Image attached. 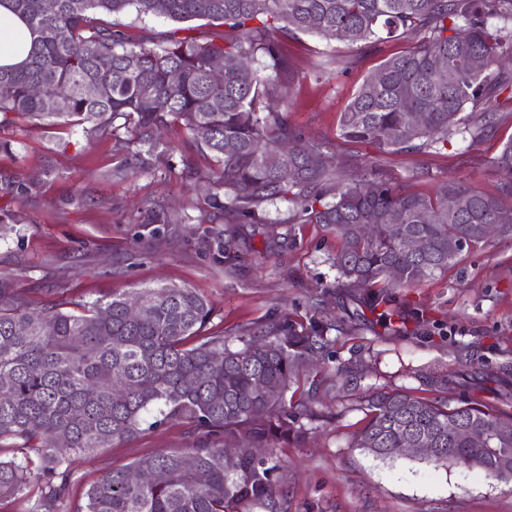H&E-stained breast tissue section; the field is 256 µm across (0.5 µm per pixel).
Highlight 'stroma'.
<instances>
[{"mask_svg":"<svg viewBox=\"0 0 512 512\" xmlns=\"http://www.w3.org/2000/svg\"><path fill=\"white\" fill-rule=\"evenodd\" d=\"M128 43L156 46L171 33L223 43L220 26L175 24L135 9L99 15ZM296 76L284 100L290 126L326 146L339 171L366 166L401 188L435 195L456 180L498 194L494 166L512 140V105L481 138L455 132L446 144L400 151L353 143L339 135V117L362 83L389 56L411 48L404 38L350 44L308 33H278ZM169 154L148 156L126 131L89 138L63 123L16 119L0 131V180L31 184L28 194L0 189V273L24 289L35 305L63 296L91 301L144 285L176 283L197 290L212 305L211 330L241 346L267 322L307 323L312 312L331 321L327 354L318 366L313 409L302 443L258 449L272 460L271 504L229 505L227 512H512V476L400 455L379 460L356 448L368 395L401 389L457 406L464 400L512 413V236L493 235L466 248L458 262L417 285L339 282L335 233L307 224L288 201L258 207V223L235 236L237 217L210 205L212 163L189 147V133L173 123L158 135ZM192 156L195 175L180 178ZM233 252L218 262L214 235ZM388 292L390 310L406 318V331L380 327L361 315L362 301ZM348 383L335 389L334 375ZM201 432L176 420L146 416L139 434L124 443L74 454L66 512L85 503L90 484L112 469L162 450H186Z\"/></svg>","mask_w":512,"mask_h":512,"instance_id":"stroma-1","label":"stroma"}]
</instances>
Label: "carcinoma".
<instances>
[{
    "label": "carcinoma",
    "instance_id": "obj_1",
    "mask_svg": "<svg viewBox=\"0 0 512 512\" xmlns=\"http://www.w3.org/2000/svg\"><path fill=\"white\" fill-rule=\"evenodd\" d=\"M25 21L33 41L25 61L0 66V127L22 116L35 124L63 122L92 136L121 119L133 139L158 152L156 132L177 122L196 151L214 160L209 201L228 200L241 224L257 221L263 203L290 199L306 221L333 230L340 241L334 264L355 283L400 288L446 270L464 248L488 239L485 224L512 235V206L499 196L450 181L434 196L410 193L374 169L333 171L323 144L306 141L274 101L294 79L277 31L311 33L351 44L419 37L411 50L379 67L341 113L340 136L392 151L448 141L479 115L481 130L497 120L498 98L512 74L498 59L512 55V0H0ZM135 7L173 22L200 20L227 27L224 44L192 38L164 46H130L118 31L97 24L101 13ZM264 58L263 71L241 80L234 70L215 82L209 62L218 56ZM484 59L475 70L469 60ZM178 71L173 82L169 74ZM66 101L49 111L34 86ZM420 113L416 123L409 113ZM288 142L281 174L266 154ZM512 188V141L494 159ZM418 237L423 251L404 249ZM144 307L132 319L133 304ZM211 304L177 284L147 285L75 303L65 298L41 309L0 275V442L21 456L0 458V498L34 500L32 512H63L73 454H91L140 431L146 414L178 420L224 438L191 452H158L91 484L82 512H226L233 502L265 504L273 496L275 466L253 449L272 442L301 443L314 417V361L325 356L332 324H263L240 348L208 332ZM122 385L113 389L112 378ZM275 392L254 386L258 378ZM368 420L356 446L386 460L383 448L404 437L432 440L431 458L498 477V459L512 452V414L466 401L449 408L402 391L368 400ZM458 422L461 431L448 426ZM511 430L507 437L499 435ZM66 441H58L59 436ZM154 474L147 484L130 471Z\"/></svg>",
    "mask_w": 512,
    "mask_h": 512
}]
</instances>
